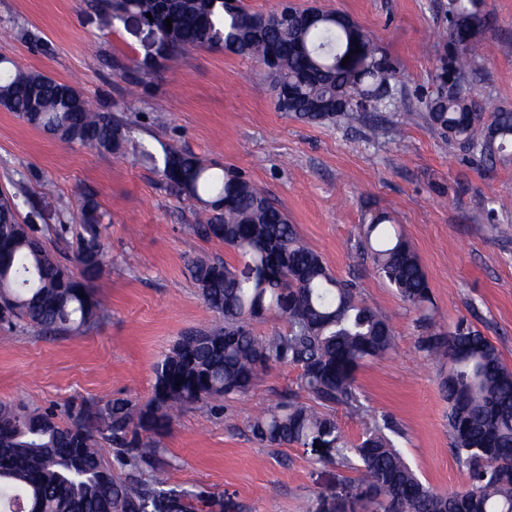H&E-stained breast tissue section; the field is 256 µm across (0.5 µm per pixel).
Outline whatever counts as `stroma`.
Listing matches in <instances>:
<instances>
[{
  "label": "stroma",
  "mask_w": 512,
  "mask_h": 512,
  "mask_svg": "<svg viewBox=\"0 0 512 512\" xmlns=\"http://www.w3.org/2000/svg\"><path fill=\"white\" fill-rule=\"evenodd\" d=\"M293 2L346 13L380 43L396 63L399 112L304 121L277 111L256 60L197 48L156 61L158 36L139 17L102 30L89 0H0V55L72 83L98 111L126 120L135 143L234 168L281 206L332 275L354 281L392 321L391 355L356 375L369 415L397 423V444L422 481L460 489L465 472L452 450L438 367L418 348L419 313L377 276L359 227L386 215L426 269L436 320L466 319L512 368V149L483 156L425 118L447 0ZM486 3L471 92L512 109V0ZM122 64L149 65L145 85L130 90ZM20 187L21 220L39 224L67 265L82 231L77 204L93 193L111 263L92 287L108 316L93 330L57 337L0 324V402L54 411L64 425L76 405L145 402L155 365L179 338L219 321L188 265L233 264L236 254L195 235L203 206L170 190L138 154L72 147L0 109V192ZM300 374L299 366L273 365L247 394L181 411L159 438L171 482L206 487L223 497L224 512H302L307 503L312 512H369L355 472L328 462L326 451L252 438L250 419L296 391Z\"/></svg>",
  "instance_id": "35a3bbf8"
}]
</instances>
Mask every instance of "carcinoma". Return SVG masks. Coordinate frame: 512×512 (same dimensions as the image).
Listing matches in <instances>:
<instances>
[{
  "label": "carcinoma",
  "instance_id": "obj_1",
  "mask_svg": "<svg viewBox=\"0 0 512 512\" xmlns=\"http://www.w3.org/2000/svg\"><path fill=\"white\" fill-rule=\"evenodd\" d=\"M103 28L128 13L152 23L170 45L171 57L212 47L266 63L276 108L308 121H335L363 111L359 98L372 94L382 108L397 109L390 80L394 66L373 37L341 12L319 11L304 23L291 6L268 14L226 5V0H91ZM448 25L439 32L445 53L435 74L436 91L423 102L442 135L475 143L493 155L512 147V111L481 106L445 93L453 67L465 81L478 38L488 27L485 0H448ZM172 29H167L166 19ZM346 66H341L346 56ZM0 106L28 125L70 145L121 155L129 126L92 109L74 86L13 67L0 75ZM143 161L158 168L166 184L203 204L198 235L218 240L253 266L248 281L222 260L191 261L190 277L205 305L223 319L210 330L186 333L156 365L150 398L143 404L115 400L79 407L62 425L50 411L0 404V512H224V499L202 487L171 483L159 467L156 437L186 404L244 395L273 364L301 367L298 389L315 405L290 393L249 424L267 447L322 444L328 461L357 473V489L372 512H503L512 508V369L497 348L461 318L450 326L432 311L419 318L425 356L441 362L440 386L448 400V429L455 455L467 467L464 489L441 492L424 484L392 436L384 415L359 442L349 440L335 409L364 416L355 383L367 362L394 347L389 319L357 291L334 277L321 256L302 242L288 214L232 168L172 147L157 155L142 146ZM24 188L0 193V320L41 336L86 332L106 317L92 282L108 266L102 216L92 196L81 198L75 275L46 246L38 229L18 218ZM363 243L378 276L419 309L433 304L427 273L402 235H391L380 215L362 227ZM288 328L256 336L251 321L268 314ZM116 449L118 470L108 466L100 443Z\"/></svg>",
  "mask_w": 512,
  "mask_h": 512
}]
</instances>
